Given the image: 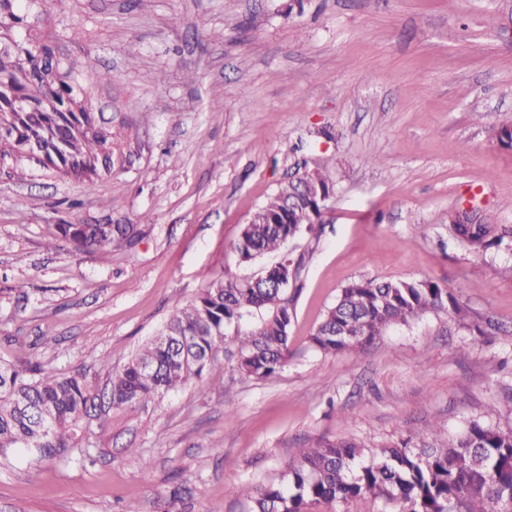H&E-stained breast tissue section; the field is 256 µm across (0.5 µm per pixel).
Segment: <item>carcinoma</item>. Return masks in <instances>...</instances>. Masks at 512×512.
<instances>
[{
    "instance_id": "obj_1",
    "label": "carcinoma",
    "mask_w": 512,
    "mask_h": 512,
    "mask_svg": "<svg viewBox=\"0 0 512 512\" xmlns=\"http://www.w3.org/2000/svg\"><path fill=\"white\" fill-rule=\"evenodd\" d=\"M37 0H0V156L31 150L38 162L92 189L123 165L121 139L102 127L83 98L82 77L108 82L112 74L88 58L84 69L65 65L55 47L23 32ZM279 185L250 216L232 244L242 262L281 255L295 277L271 286L253 278L216 277L120 371L106 397L114 408L146 406L195 379L234 346L238 370L256 379L275 375L288 360L290 329L302 290V260L285 246L319 218L318 193L335 186L327 166ZM78 251L133 248L143 232L134 224L59 225ZM457 238L477 251H512V227L457 224ZM429 312L459 322L467 311L433 281L362 278L341 289L336 303L309 336L324 355L362 348L394 324ZM252 322L244 328L242 323ZM94 398L80 377L39 364L0 361V454L33 448L45 456L70 447L75 428ZM372 496L390 512H512V431L472 422L454 439L440 430L418 445L408 441L367 448L354 441L301 448L279 481L259 486L248 512H313L322 502Z\"/></svg>"
}]
</instances>
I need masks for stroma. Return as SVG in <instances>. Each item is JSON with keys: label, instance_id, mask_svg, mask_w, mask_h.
Instances as JSON below:
<instances>
[{"label": "stroma", "instance_id": "1", "mask_svg": "<svg viewBox=\"0 0 512 512\" xmlns=\"http://www.w3.org/2000/svg\"><path fill=\"white\" fill-rule=\"evenodd\" d=\"M39 32L94 56V112L129 155L93 192L0 160V358L80 374L94 406L73 447L0 455V512H247L300 448H369L512 429V252L478 255L452 232L471 203L512 226V0H39ZM80 39H73V29ZM223 32L220 42L210 31ZM332 140L317 138L320 129ZM377 155L371 165L367 155ZM332 156V209L303 256L292 354L265 380L232 356L144 407L103 394L177 308L214 277H253L271 254L231 250L255 209ZM81 200L69 209L70 200ZM135 249L78 252L59 229L136 224ZM432 280L467 324L427 314L363 349L308 338L355 279ZM25 284L26 295L15 288ZM150 461L142 470L133 463Z\"/></svg>", "mask_w": 512, "mask_h": 512}]
</instances>
